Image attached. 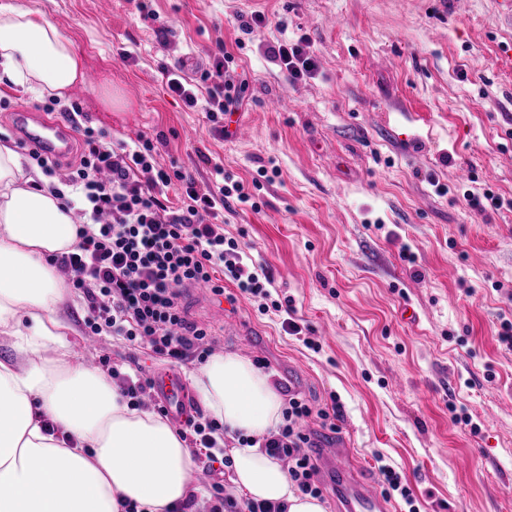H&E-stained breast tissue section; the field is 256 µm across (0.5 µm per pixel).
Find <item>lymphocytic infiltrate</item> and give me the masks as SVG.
Here are the masks:
<instances>
[{
  "label": "lymphocytic infiltrate",
  "instance_id": "obj_1",
  "mask_svg": "<svg viewBox=\"0 0 512 512\" xmlns=\"http://www.w3.org/2000/svg\"><path fill=\"white\" fill-rule=\"evenodd\" d=\"M230 56L214 66L215 82L206 103H199L195 84L169 72L167 85L191 108L202 107L210 122L242 104L234 94ZM66 114L76 121L82 144L76 168L64 171L58 163L31 152L45 176L58 180L54 193L82 222L75 252L58 256L54 264L87 302L85 327L91 336H121L144 346L174 365L205 361L212 353L210 332L188 319L177 287L203 284L214 294L224 292L220 276H227L242 294L269 298L270 273L246 262L236 242L224 236L217 218L224 201L252 199L240 182L202 186L181 169L168 170L156 162L152 144L110 146L104 130L80 119L79 105ZM179 184L181 205L169 207L167 192ZM311 410L297 395H289L285 425L263 437L259 446L269 456L286 462L299 492L320 496L317 468L309 450L310 435L302 422ZM196 450L201 468L212 469L223 454L224 427L203 411H195L179 430ZM173 512H283L281 506L237 499L189 494Z\"/></svg>",
  "mask_w": 512,
  "mask_h": 512
}]
</instances>
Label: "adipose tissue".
<instances>
[{
    "instance_id": "1",
    "label": "adipose tissue",
    "mask_w": 512,
    "mask_h": 512,
    "mask_svg": "<svg viewBox=\"0 0 512 512\" xmlns=\"http://www.w3.org/2000/svg\"><path fill=\"white\" fill-rule=\"evenodd\" d=\"M0 70L34 93L65 97L83 80L73 42L40 13L0 0ZM0 144V512H170L190 493L195 461L155 413L129 408L98 367L74 363L56 309L69 290L50 260L78 244L71 211ZM198 402L234 440V494L287 512H326L255 447L282 422L268 376L232 352L193 377Z\"/></svg>"
}]
</instances>
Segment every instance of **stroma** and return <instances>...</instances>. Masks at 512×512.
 <instances>
[{"instance_id":"1","label":"stroma","mask_w":512,"mask_h":512,"mask_svg":"<svg viewBox=\"0 0 512 512\" xmlns=\"http://www.w3.org/2000/svg\"><path fill=\"white\" fill-rule=\"evenodd\" d=\"M12 2L73 41L97 83L67 100L109 141L147 139L161 165L198 182L227 175L254 188V205L225 200L224 236L267 268L303 333L230 282L219 315L183 295L216 352L265 363L272 383L307 400L311 438H342L363 476L392 466L414 501L391 493V512H512V348L496 337L512 321L504 0ZM257 13L264 25L249 28ZM303 36L316 69L295 80L270 49ZM224 54L248 82L243 139L215 135L164 75L182 68L207 97L200 72ZM273 98L284 107L269 108ZM0 99L12 105L0 142L25 156L12 110L46 97L0 75ZM487 191L499 205L472 211L466 195ZM59 315L74 357L104 373L166 365L122 337L88 338L77 291Z\"/></svg>"}]
</instances>
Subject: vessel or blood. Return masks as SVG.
<instances>
[{"instance_id":"vessel-or-blood-1","label":"vessel or blood","mask_w":512,"mask_h":512,"mask_svg":"<svg viewBox=\"0 0 512 512\" xmlns=\"http://www.w3.org/2000/svg\"><path fill=\"white\" fill-rule=\"evenodd\" d=\"M14 118L30 149L52 159L65 158L71 151L74 131L68 124L42 119L38 112L26 107L17 109ZM152 395L167 408L174 423L184 421L190 404L179 372L169 370L155 375ZM318 454L319 476L335 495L340 512H389L390 506L375 484L347 465L344 444L320 445Z\"/></svg>"}]
</instances>
